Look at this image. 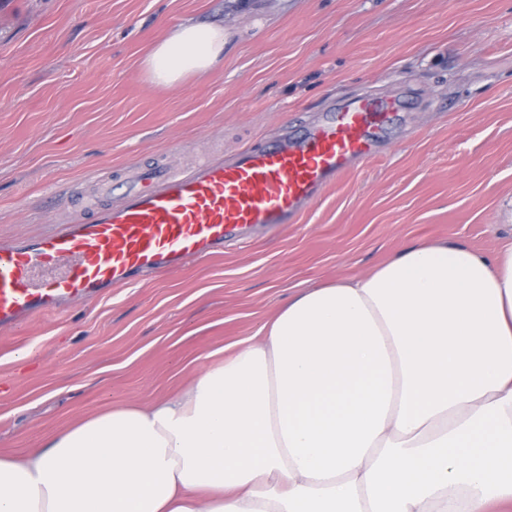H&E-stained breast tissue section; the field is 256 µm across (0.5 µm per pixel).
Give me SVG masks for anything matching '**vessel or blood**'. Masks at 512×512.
Wrapping results in <instances>:
<instances>
[{"label":"vessel or blood","instance_id":"1","mask_svg":"<svg viewBox=\"0 0 512 512\" xmlns=\"http://www.w3.org/2000/svg\"><path fill=\"white\" fill-rule=\"evenodd\" d=\"M392 99L363 98L331 109L302 137L205 161L183 173L131 165L120 184L99 182L90 218L0 243V332L61 315L141 272L175 271L212 255L254 226L294 223L304 206L373 153ZM120 203H113V189Z\"/></svg>","mask_w":512,"mask_h":512}]
</instances>
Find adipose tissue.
<instances>
[{
    "instance_id": "1",
    "label": "adipose tissue",
    "mask_w": 512,
    "mask_h": 512,
    "mask_svg": "<svg viewBox=\"0 0 512 512\" xmlns=\"http://www.w3.org/2000/svg\"><path fill=\"white\" fill-rule=\"evenodd\" d=\"M223 58L198 22L145 69L171 88ZM0 512H512V243L297 291L185 391L0 456Z\"/></svg>"
}]
</instances>
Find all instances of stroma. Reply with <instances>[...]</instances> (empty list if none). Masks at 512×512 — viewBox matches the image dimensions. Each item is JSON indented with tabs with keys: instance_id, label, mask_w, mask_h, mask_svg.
<instances>
[{
	"instance_id": "35a3bbf8",
	"label": "stroma",
	"mask_w": 512,
	"mask_h": 512,
	"mask_svg": "<svg viewBox=\"0 0 512 512\" xmlns=\"http://www.w3.org/2000/svg\"><path fill=\"white\" fill-rule=\"evenodd\" d=\"M196 20L223 62L155 86L146 55ZM369 94L407 107L295 223L0 334V454L182 389L298 289L512 233V0H0V241L89 216L92 176L228 160Z\"/></svg>"
}]
</instances>
